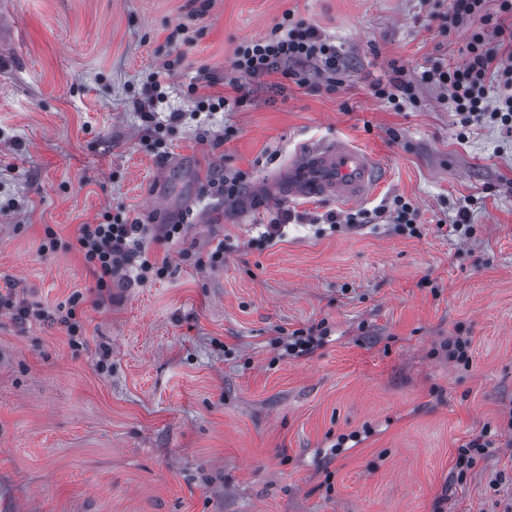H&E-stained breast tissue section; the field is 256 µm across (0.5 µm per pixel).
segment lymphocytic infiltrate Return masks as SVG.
<instances>
[{"instance_id":"lymphocytic-infiltrate-1","label":"lymphocytic infiltrate","mask_w":512,"mask_h":512,"mask_svg":"<svg viewBox=\"0 0 512 512\" xmlns=\"http://www.w3.org/2000/svg\"><path fill=\"white\" fill-rule=\"evenodd\" d=\"M487 3L488 0H452L449 22L469 28L466 58L451 70L434 67L425 73L424 79L437 82L448 90L452 109L459 116L461 126H469L488 115L499 120L510 132L512 94L504 95L497 103H489L486 79L497 57V41L506 34L497 15L501 12L512 14V0H498V10L494 13L488 10ZM181 63V57L177 56L153 71L148 77L151 95L138 105L148 135L163 152L168 149L163 135L165 126L157 118L155 105L165 98L168 81ZM231 69L255 82L277 72L301 85L311 73L323 77L326 82H335L342 64L335 43L314 26L294 21L286 13L267 35L236 50ZM151 241L149 225L108 210L102 213L98 223L78 226L75 246L94 281V306L111 301L113 287L150 277L161 279L168 274V261L155 258L150 250Z\"/></svg>"}]
</instances>
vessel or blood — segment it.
I'll use <instances>...</instances> for the list:
<instances>
[{
    "instance_id": "obj_1",
    "label": "vessel or blood",
    "mask_w": 512,
    "mask_h": 512,
    "mask_svg": "<svg viewBox=\"0 0 512 512\" xmlns=\"http://www.w3.org/2000/svg\"><path fill=\"white\" fill-rule=\"evenodd\" d=\"M381 169L365 151L340 139L304 142L272 184L284 199H333L352 204L372 196Z\"/></svg>"
}]
</instances>
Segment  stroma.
I'll return each instance as SVG.
<instances>
[{
  "label": "stroma",
  "mask_w": 512,
  "mask_h": 512,
  "mask_svg": "<svg viewBox=\"0 0 512 512\" xmlns=\"http://www.w3.org/2000/svg\"><path fill=\"white\" fill-rule=\"evenodd\" d=\"M4 3L0 283L51 311L88 294L76 231L106 207L151 225L170 269L82 304L77 340L0 305V512H512V137L488 117L461 127L421 78L465 59L448 0ZM287 11L336 43L339 83L273 74L237 111H196L188 85L211 94L199 74L229 70ZM177 54L161 157L135 100ZM394 60L416 95L397 106L371 90ZM320 138L378 159L369 200L268 193ZM220 169L260 206L212 194ZM398 196L416 231L341 223ZM219 243L223 265L200 267ZM310 328L321 347L280 356L278 337ZM451 336L470 338L469 366L448 361ZM484 429L492 448L458 477L457 448Z\"/></svg>",
  "instance_id": "obj_1"
}]
</instances>
